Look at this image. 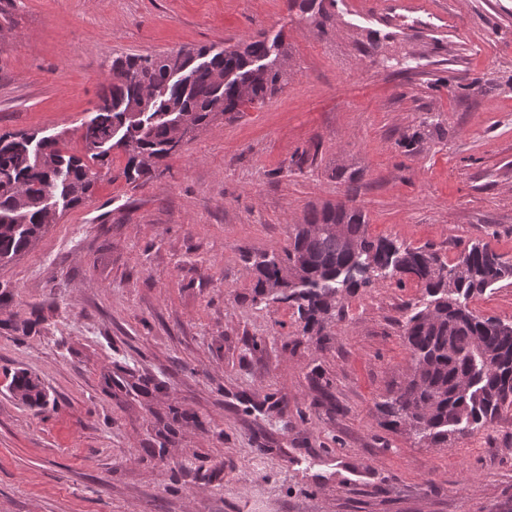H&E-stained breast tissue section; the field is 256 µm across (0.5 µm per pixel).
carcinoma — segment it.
Instances as JSON below:
<instances>
[{"label": "carcinoma", "mask_w": 512, "mask_h": 512, "mask_svg": "<svg viewBox=\"0 0 512 512\" xmlns=\"http://www.w3.org/2000/svg\"><path fill=\"white\" fill-rule=\"evenodd\" d=\"M324 2L289 0L321 29L328 20ZM287 56L278 38L261 36L222 51L181 48L175 58H115L95 127L82 139L83 158L36 132L0 134V263L21 256L43 235L46 197L63 211L82 205L97 183L89 171L110 168L115 149L126 156V180L152 176L156 164L173 155L174 113L205 128L263 103L281 90ZM253 266L257 295L295 308L305 333L321 332L357 288L389 277L424 290L423 308L401 323L415 377L376 403L393 430L441 446L489 427L512 407V322L470 307L475 296L512 278V260L489 244L472 243L449 263L430 246L372 237L362 211L326 204L293 225L288 247L256 256ZM9 389L26 405L46 402L40 380L26 371L12 377Z\"/></svg>", "instance_id": "cac0c4a2"}]
</instances>
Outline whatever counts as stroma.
<instances>
[{"mask_svg":"<svg viewBox=\"0 0 512 512\" xmlns=\"http://www.w3.org/2000/svg\"><path fill=\"white\" fill-rule=\"evenodd\" d=\"M0 0V133L65 135L115 57L282 35L280 93L147 182L111 170L0 263V512H512V408L438 448L382 424L422 289L348 296L321 335L254 291L307 210L455 260H512V0ZM432 126H423V119ZM414 150H406L407 139ZM37 376L48 402L8 385ZM325 0H289L290 7H298L303 14H308L312 22L320 29L325 28V23L328 20L326 8L324 6ZM9 390L19 401L29 406H39L46 402L47 394L40 380L26 371H19L12 377Z\"/></svg>","mask_w":512,"mask_h":512,"instance_id":"stroma-1","label":"stroma"}]
</instances>
